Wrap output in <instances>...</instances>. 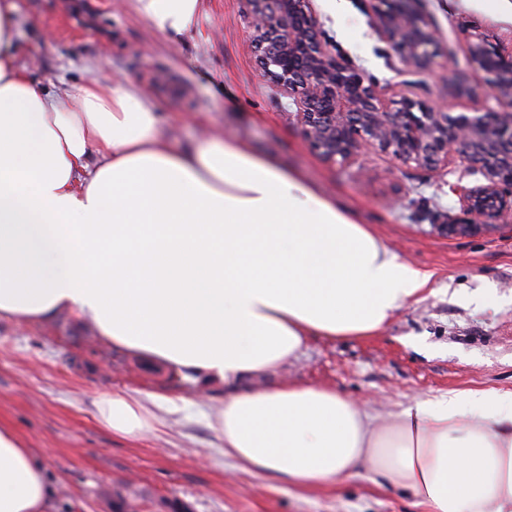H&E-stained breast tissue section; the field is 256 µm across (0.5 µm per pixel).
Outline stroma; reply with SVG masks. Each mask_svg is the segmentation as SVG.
Here are the masks:
<instances>
[{
  "instance_id": "1",
  "label": "stroma",
  "mask_w": 512,
  "mask_h": 512,
  "mask_svg": "<svg viewBox=\"0 0 512 512\" xmlns=\"http://www.w3.org/2000/svg\"><path fill=\"white\" fill-rule=\"evenodd\" d=\"M20 54L31 78L69 87L92 69L112 71L148 98L175 146L204 133L227 134L255 152L302 171L354 212L392 251L433 272L430 288L408 301L377 334L309 337L295 359L236 386H326L395 412L418 399L512 389V223L480 224L466 236L440 232L459 212L451 186L480 176L457 160L446 182L388 156L350 165L324 162L303 138L287 97L257 68L246 17L249 0H201L180 39L153 31L128 0H16ZM330 50L352 61L395 97L445 112L496 107L485 74L468 61L465 31L512 44V17L485 0H416L435 55L408 69L370 25L368 0H311ZM464 80L456 96L449 78ZM168 366L112 345L70 314L49 323L0 322V424L33 448L59 489L55 512H119L113 491L143 490L141 512H420L405 490L355 479L298 490L243 470L212 428L223 389L200 398L196 383H167ZM113 393L167 400L164 424L130 439L112 435L94 405Z\"/></svg>"
}]
</instances>
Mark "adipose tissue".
<instances>
[{
	"label": "adipose tissue",
	"mask_w": 512,
	"mask_h": 512,
	"mask_svg": "<svg viewBox=\"0 0 512 512\" xmlns=\"http://www.w3.org/2000/svg\"><path fill=\"white\" fill-rule=\"evenodd\" d=\"M176 39L200 0H131ZM15 0H0V321L66 312L113 345L199 384L260 374L311 336L382 329L432 275L401 260L303 173L228 138L174 148L134 88L105 76L47 89L18 62ZM418 400L391 428L320 386L228 391L224 453L294 488L362 475L423 512H512V390ZM114 435L158 423L157 397L102 396ZM56 487L0 426V512H54Z\"/></svg>",
	"instance_id": "adipose-tissue-1"
}]
</instances>
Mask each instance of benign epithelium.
<instances>
[{
	"mask_svg": "<svg viewBox=\"0 0 512 512\" xmlns=\"http://www.w3.org/2000/svg\"><path fill=\"white\" fill-rule=\"evenodd\" d=\"M249 2L262 76L292 98L302 136L324 161L353 163L373 151L442 177L462 157L482 180L453 185L460 215L439 229L466 236L480 220L512 222V46L469 29V56L486 73L487 87L502 108L438 112L422 101L388 97L363 70L332 53L310 0ZM370 2L376 36L395 46L406 65L425 66L433 36L428 21L412 8L414 0Z\"/></svg>",
	"mask_w": 512,
	"mask_h": 512,
	"instance_id": "obj_1",
	"label": "benign epithelium"
}]
</instances>
